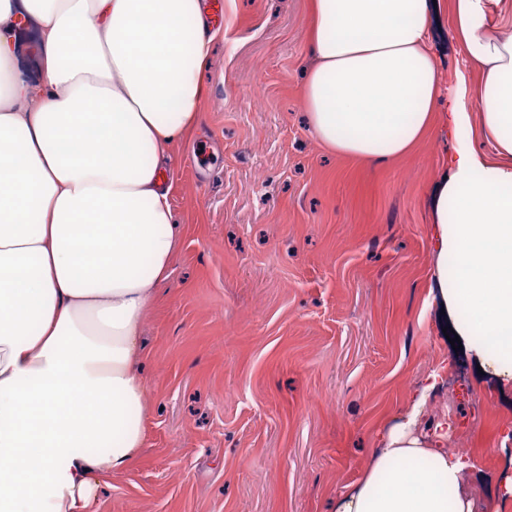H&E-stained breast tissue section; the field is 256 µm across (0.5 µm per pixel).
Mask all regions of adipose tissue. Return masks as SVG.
<instances>
[{"label": "adipose tissue", "instance_id": "adipose-tissue-1", "mask_svg": "<svg viewBox=\"0 0 512 512\" xmlns=\"http://www.w3.org/2000/svg\"><path fill=\"white\" fill-rule=\"evenodd\" d=\"M501 0H451L459 74L448 124L469 140L433 200V279L480 363L512 377V35ZM433 0H310L303 100L317 140L354 160L401 157L442 95ZM26 17L39 78L12 45ZM217 36L200 0H0V512H86L147 433L140 331L182 237L166 186L172 148L200 122ZM430 375L378 434L336 512H477L447 420L420 428Z\"/></svg>", "mask_w": 512, "mask_h": 512}]
</instances>
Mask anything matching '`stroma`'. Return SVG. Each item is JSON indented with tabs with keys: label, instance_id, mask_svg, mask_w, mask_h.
I'll return each instance as SVG.
<instances>
[{
	"label": "stroma",
	"instance_id": "1",
	"mask_svg": "<svg viewBox=\"0 0 512 512\" xmlns=\"http://www.w3.org/2000/svg\"><path fill=\"white\" fill-rule=\"evenodd\" d=\"M204 2L221 34L200 125L174 151L179 252L140 337L148 439L90 512H332L376 431L434 372L454 383L423 421L456 419L465 489L512 512L496 489L512 384L452 348L432 294L431 201L456 138L439 121L390 162L329 152L302 100L309 0ZM431 46L444 88L478 79L449 10Z\"/></svg>",
	"mask_w": 512,
	"mask_h": 512
}]
</instances>
